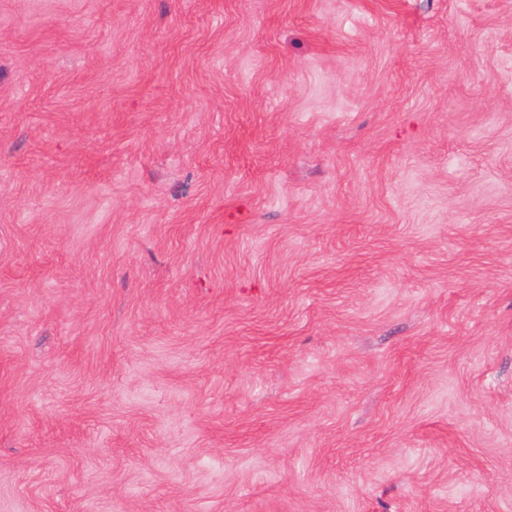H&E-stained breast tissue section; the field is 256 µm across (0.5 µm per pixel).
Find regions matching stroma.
I'll return each instance as SVG.
<instances>
[{"instance_id":"stroma-1","label":"stroma","mask_w":512,"mask_h":512,"mask_svg":"<svg viewBox=\"0 0 512 512\" xmlns=\"http://www.w3.org/2000/svg\"><path fill=\"white\" fill-rule=\"evenodd\" d=\"M0 512H512V0H0Z\"/></svg>"}]
</instances>
